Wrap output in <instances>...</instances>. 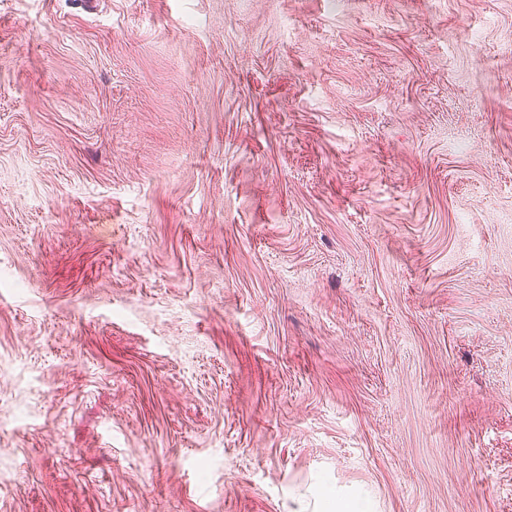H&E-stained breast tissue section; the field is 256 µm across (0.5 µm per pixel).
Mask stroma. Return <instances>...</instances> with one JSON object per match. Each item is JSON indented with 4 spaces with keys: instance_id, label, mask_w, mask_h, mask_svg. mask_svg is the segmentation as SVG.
Returning <instances> with one entry per match:
<instances>
[{
    "instance_id": "obj_1",
    "label": "stroma",
    "mask_w": 512,
    "mask_h": 512,
    "mask_svg": "<svg viewBox=\"0 0 512 512\" xmlns=\"http://www.w3.org/2000/svg\"><path fill=\"white\" fill-rule=\"evenodd\" d=\"M512 512V0H0V512Z\"/></svg>"
}]
</instances>
